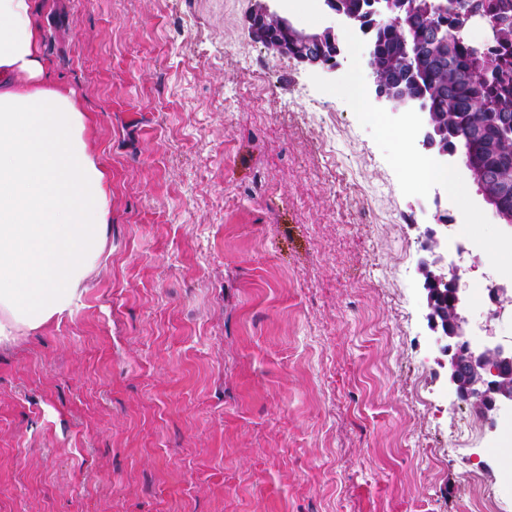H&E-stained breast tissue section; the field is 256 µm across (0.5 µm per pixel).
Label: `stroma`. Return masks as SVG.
Instances as JSON below:
<instances>
[{
	"instance_id": "1",
	"label": "stroma",
	"mask_w": 512,
	"mask_h": 512,
	"mask_svg": "<svg viewBox=\"0 0 512 512\" xmlns=\"http://www.w3.org/2000/svg\"><path fill=\"white\" fill-rule=\"evenodd\" d=\"M251 7L41 0L112 208L70 311L0 346V512H512L427 325L442 182L378 129L364 41L326 74ZM449 172L467 233L512 239Z\"/></svg>"
}]
</instances>
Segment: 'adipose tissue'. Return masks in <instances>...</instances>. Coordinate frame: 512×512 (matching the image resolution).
Segmentation results:
<instances>
[{
  "label": "adipose tissue",
  "instance_id": "obj_1",
  "mask_svg": "<svg viewBox=\"0 0 512 512\" xmlns=\"http://www.w3.org/2000/svg\"><path fill=\"white\" fill-rule=\"evenodd\" d=\"M87 125L35 0H0V343L71 309L105 252L112 182Z\"/></svg>",
  "mask_w": 512,
  "mask_h": 512
}]
</instances>
